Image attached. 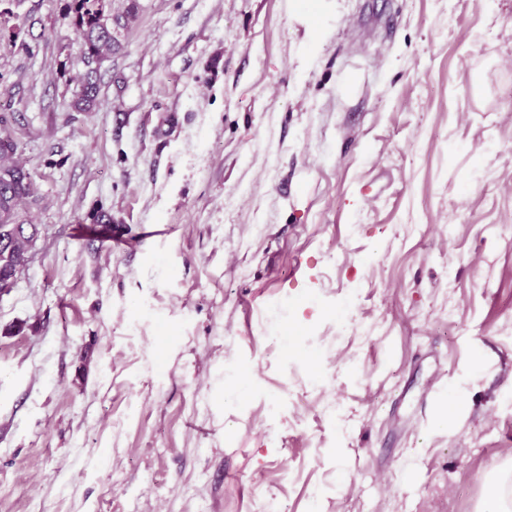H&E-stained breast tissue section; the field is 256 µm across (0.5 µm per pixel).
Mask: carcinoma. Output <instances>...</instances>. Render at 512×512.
Segmentation results:
<instances>
[{"instance_id": "carcinoma-1", "label": "carcinoma", "mask_w": 512, "mask_h": 512, "mask_svg": "<svg viewBox=\"0 0 512 512\" xmlns=\"http://www.w3.org/2000/svg\"><path fill=\"white\" fill-rule=\"evenodd\" d=\"M123 7L112 10V0H66L65 11L71 19V41L81 50L83 72L78 76L79 90L70 107L74 112H94L99 106L101 72L95 59H110L123 49L112 29L126 30L142 11L140 0H122ZM10 13L0 10V45L14 46L22 31L7 27ZM18 144L9 125L0 117V280L9 277L25 261L29 243L39 235L38 225L26 218L33 202L34 179L16 158Z\"/></svg>"}]
</instances>
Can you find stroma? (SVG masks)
Instances as JSON below:
<instances>
[{"label": "stroma", "instance_id": "obj_1", "mask_svg": "<svg viewBox=\"0 0 512 512\" xmlns=\"http://www.w3.org/2000/svg\"><path fill=\"white\" fill-rule=\"evenodd\" d=\"M63 5L0 46L40 229L0 512H477L512 462V0H142L94 112Z\"/></svg>", "mask_w": 512, "mask_h": 512}]
</instances>
